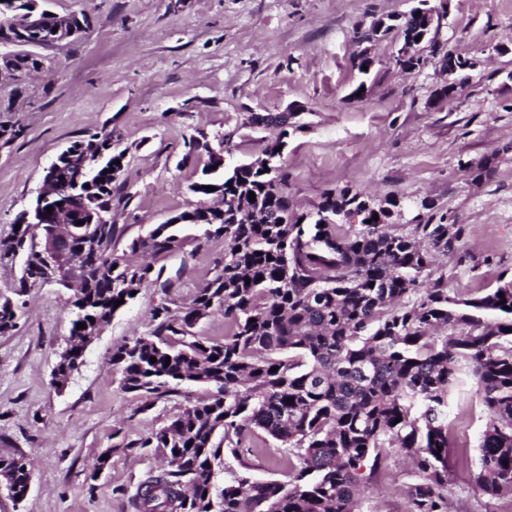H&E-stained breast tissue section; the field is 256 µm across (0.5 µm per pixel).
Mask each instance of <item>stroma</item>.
<instances>
[{"label": "stroma", "mask_w": 512, "mask_h": 512, "mask_svg": "<svg viewBox=\"0 0 512 512\" xmlns=\"http://www.w3.org/2000/svg\"><path fill=\"white\" fill-rule=\"evenodd\" d=\"M416 0H51L50 10L88 15L74 42L39 47V69L0 77V239L11 236L42 186L46 169L73 142L108 133L123 150L107 215L112 245L157 282L141 288L84 353L64 388L52 369L70 330V293L56 285L20 289L21 260L0 261V302L19 303L16 325L0 335V459L31 465L30 493L18 504L0 492V512H132L137 487L160 465L130 442L168 424L209 396L185 381L145 407L119 387L113 351L153 328L155 307L191 302L224 263V246L181 224L180 250L128 253L132 240L200 201L191 192L209 162L187 154L185 140L216 144L230 136L225 167L261 157L271 130L251 113L294 107L303 129L288 141V192L312 210L328 189L349 186L376 200L403 197V223L421 201L465 225L477 270L444 259L450 295L474 297L512 273V0H429L432 34L469 59L458 92L438 108L428 102L443 78L435 65L401 70L403 36L374 40L375 63L360 73L363 34L381 18L408 13ZM458 444L478 456L484 416L477 397L451 406ZM111 460L91 478L104 450ZM473 467H452L448 494L459 512H512L505 500L475 493ZM379 492L363 512H404L408 467L389 462Z\"/></svg>", "instance_id": "35a3bbf8"}]
</instances>
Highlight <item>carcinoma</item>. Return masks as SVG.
<instances>
[{
	"mask_svg": "<svg viewBox=\"0 0 512 512\" xmlns=\"http://www.w3.org/2000/svg\"><path fill=\"white\" fill-rule=\"evenodd\" d=\"M427 0L396 25L418 37L432 18ZM14 71L36 69L32 54H15ZM295 113H253L250 124L276 135L264 158L224 168L209 150L212 169L190 190L207 199L213 186L223 199L180 214L207 241H224V265L197 291L192 303L154 308L155 328L112 354L130 393L160 398L183 381L213 384V396L186 407L163 428L127 445L162 455L167 466L151 473L131 504L135 512H361L362 498L381 486L386 463L408 461L406 512H451L448 471L465 465L468 449L453 443L448 408L474 380L485 424L473 474L474 490L512 502V276L470 298L448 294L445 274L434 275L442 257L475 270L466 248V228L444 224L429 212L399 224L405 204L398 196L381 206L350 187L325 191L315 211L299 214L281 170L282 148L302 126ZM77 153L60 162L55 179L62 190L100 195L109 207L113 160L124 153ZM79 168L93 172V187L74 185ZM255 200H249V194ZM357 224L346 223L351 213ZM378 220H373V217ZM116 227L105 225L87 240V259L77 272L80 295L72 305L66 348L53 375L64 385L82 363L74 353L82 340L77 324L106 325L115 301L151 282L152 267H133L112 249ZM29 224L0 240V260L24 256L28 277H42ZM180 244L173 225L161 224L131 251H173ZM505 304H500V301ZM224 314V341L192 332L211 313ZM156 362H150V358ZM292 402H286V399ZM280 442L288 480L257 481L240 449L259 447L260 434ZM239 461L226 483L223 456ZM508 464H503V461ZM8 493L24 496L30 471L24 458L0 460Z\"/></svg>",
	"mask_w": 512,
	"mask_h": 512,
	"instance_id": "carcinoma-1",
	"label": "carcinoma"
}]
</instances>
